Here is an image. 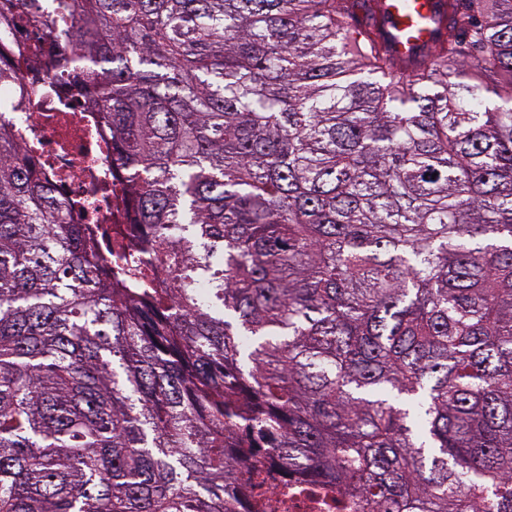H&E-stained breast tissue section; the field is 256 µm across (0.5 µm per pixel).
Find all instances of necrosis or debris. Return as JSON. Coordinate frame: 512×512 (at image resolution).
<instances>
[{
	"mask_svg": "<svg viewBox=\"0 0 512 512\" xmlns=\"http://www.w3.org/2000/svg\"><path fill=\"white\" fill-rule=\"evenodd\" d=\"M20 8L36 10L46 23L18 25L9 43H0L2 53L17 44L44 45L60 33L57 0H22ZM57 79L51 69L20 67L11 84L0 85V116L15 144L36 153L48 186L70 203L75 221L111 229L124 221L122 187L111 180V140L82 101L59 94ZM237 469L235 488L244 505L261 502L268 512H355L343 489L306 483L284 467L271 466L262 482L251 480L249 464Z\"/></svg>",
	"mask_w": 512,
	"mask_h": 512,
	"instance_id": "4bbe7bcc",
	"label": "necrosis or debris"
}]
</instances>
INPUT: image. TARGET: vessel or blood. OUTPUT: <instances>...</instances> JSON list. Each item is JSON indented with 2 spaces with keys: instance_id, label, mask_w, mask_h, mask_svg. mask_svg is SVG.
<instances>
[{
  "instance_id": "1",
  "label": "vessel or blood",
  "mask_w": 512,
  "mask_h": 512,
  "mask_svg": "<svg viewBox=\"0 0 512 512\" xmlns=\"http://www.w3.org/2000/svg\"><path fill=\"white\" fill-rule=\"evenodd\" d=\"M440 7L439 0H385L387 30L395 55L408 56L418 45L433 46L436 30L428 19Z\"/></svg>"
}]
</instances>
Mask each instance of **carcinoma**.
Wrapping results in <instances>:
<instances>
[{
    "mask_svg": "<svg viewBox=\"0 0 512 512\" xmlns=\"http://www.w3.org/2000/svg\"><path fill=\"white\" fill-rule=\"evenodd\" d=\"M446 2L403 59L383 0H59L151 260L0 131V512H239L234 448L512 512V0Z\"/></svg>",
    "mask_w": 512,
    "mask_h": 512,
    "instance_id": "carcinoma-1",
    "label": "carcinoma"
}]
</instances>
